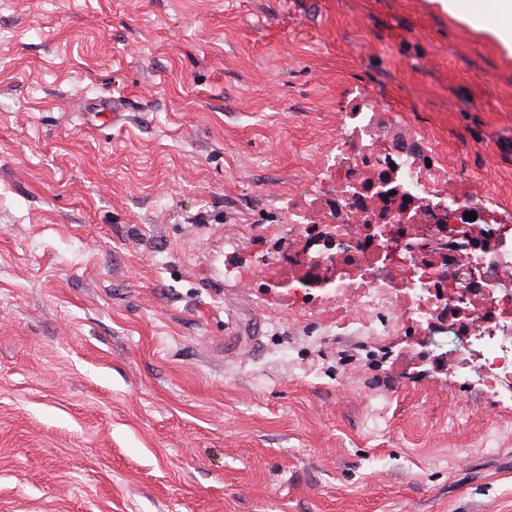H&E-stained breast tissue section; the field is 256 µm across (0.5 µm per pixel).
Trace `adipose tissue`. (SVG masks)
Here are the masks:
<instances>
[{
	"label": "adipose tissue",
	"mask_w": 512,
	"mask_h": 512,
	"mask_svg": "<svg viewBox=\"0 0 512 512\" xmlns=\"http://www.w3.org/2000/svg\"><path fill=\"white\" fill-rule=\"evenodd\" d=\"M449 18L487 34L496 50L512 58V0H435Z\"/></svg>",
	"instance_id": "ef3b65f1"
}]
</instances>
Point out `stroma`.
<instances>
[{
	"instance_id": "1",
	"label": "stroma",
	"mask_w": 512,
	"mask_h": 512,
	"mask_svg": "<svg viewBox=\"0 0 512 512\" xmlns=\"http://www.w3.org/2000/svg\"><path fill=\"white\" fill-rule=\"evenodd\" d=\"M362 105L512 211L433 0H0V512H512V402L272 262Z\"/></svg>"
}]
</instances>
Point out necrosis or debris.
I'll return each instance as SVG.
<instances>
[{"label":"necrosis or debris","mask_w":512,"mask_h":512,"mask_svg":"<svg viewBox=\"0 0 512 512\" xmlns=\"http://www.w3.org/2000/svg\"><path fill=\"white\" fill-rule=\"evenodd\" d=\"M394 143L383 112L338 129L314 197L288 213V264L332 278L337 313L355 309L370 333L395 310L421 335L448 336L441 359L510 395L512 213L474 196L430 143L419 160Z\"/></svg>","instance_id":"obj_1"}]
</instances>
